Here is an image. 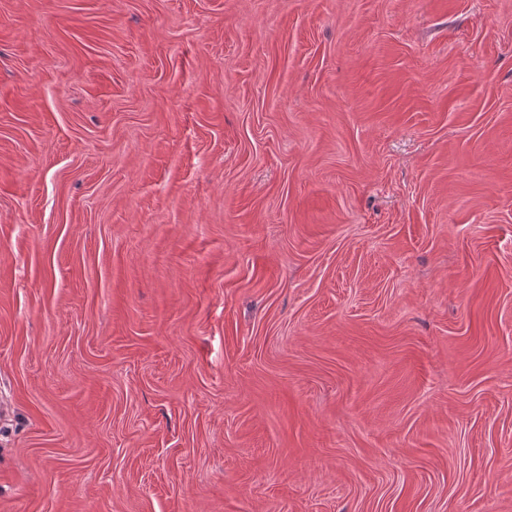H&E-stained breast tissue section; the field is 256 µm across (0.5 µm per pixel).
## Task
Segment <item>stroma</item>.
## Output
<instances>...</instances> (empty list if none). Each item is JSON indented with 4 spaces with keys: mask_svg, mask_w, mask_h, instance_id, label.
<instances>
[{
    "mask_svg": "<svg viewBox=\"0 0 512 512\" xmlns=\"http://www.w3.org/2000/svg\"><path fill=\"white\" fill-rule=\"evenodd\" d=\"M0 512H512V0H0Z\"/></svg>",
    "mask_w": 512,
    "mask_h": 512,
    "instance_id": "35a3bbf8",
    "label": "stroma"
}]
</instances>
